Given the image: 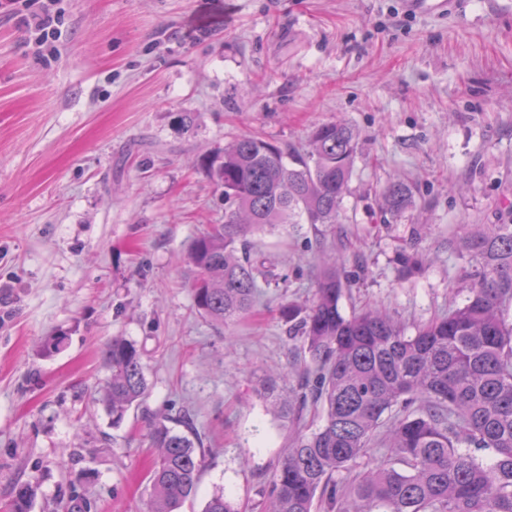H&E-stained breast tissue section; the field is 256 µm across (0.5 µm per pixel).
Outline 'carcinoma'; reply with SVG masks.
<instances>
[{
	"label": "carcinoma",
	"mask_w": 512,
	"mask_h": 512,
	"mask_svg": "<svg viewBox=\"0 0 512 512\" xmlns=\"http://www.w3.org/2000/svg\"><path fill=\"white\" fill-rule=\"evenodd\" d=\"M358 151L346 122L317 127L300 151L253 136L205 161L224 195V217L190 250L194 307L227 326L248 315L261 289L287 281L257 258L254 236L280 224H336ZM414 203L391 183L382 210L397 216ZM458 247L475 261L464 303L407 334L386 313L364 307L345 315L350 277L336 262L317 279L310 304L281 306L288 334L301 340L298 383L280 403L294 433L282 449L264 512H512V224L466 234ZM411 273L424 255L402 252ZM112 375L100 401L123 423L149 389L136 346L114 337L104 350ZM148 437L159 454L150 472L151 512H176L204 466L194 442L161 421ZM384 445L383 462L342 486L336 473ZM489 449L484 460L477 451ZM33 491L15 488L12 512H29ZM204 512H239L222 493Z\"/></svg>",
	"instance_id": "carcinoma-1"
}]
</instances>
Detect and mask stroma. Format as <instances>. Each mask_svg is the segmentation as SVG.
Here are the masks:
<instances>
[{
    "label": "stroma",
    "instance_id": "obj_1",
    "mask_svg": "<svg viewBox=\"0 0 512 512\" xmlns=\"http://www.w3.org/2000/svg\"><path fill=\"white\" fill-rule=\"evenodd\" d=\"M47 3L62 22L41 45L22 19ZM336 120L359 133L341 223L261 236L287 282L212 325L188 275L224 215L202 161L243 135L301 147ZM399 180L415 204L383 219ZM511 223L512 0H0V512L25 482L30 512L75 494L147 512V423L181 415L205 466L178 512L263 500L289 425L260 392H287L300 346L278 309L311 299L321 258L357 276L344 313L411 331L464 300L459 237ZM416 251L429 268L403 273ZM116 336L149 386L117 428L98 400Z\"/></svg>",
    "mask_w": 512,
    "mask_h": 512
}]
</instances>
